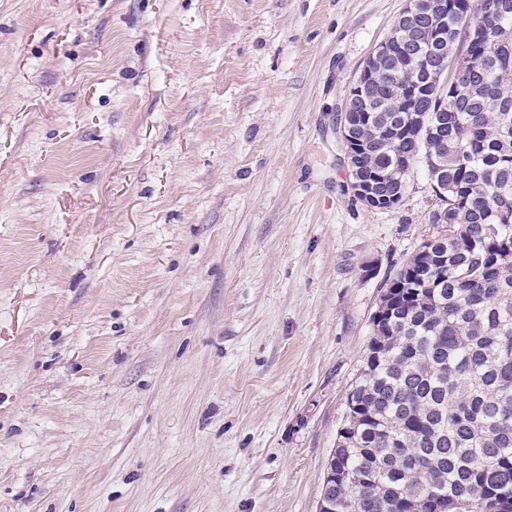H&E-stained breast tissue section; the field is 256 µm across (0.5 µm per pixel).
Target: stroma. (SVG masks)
I'll return each instance as SVG.
<instances>
[{
  "instance_id": "stroma-1",
  "label": "stroma",
  "mask_w": 512,
  "mask_h": 512,
  "mask_svg": "<svg viewBox=\"0 0 512 512\" xmlns=\"http://www.w3.org/2000/svg\"><path fill=\"white\" fill-rule=\"evenodd\" d=\"M405 0H0V512H317L385 281L340 110Z\"/></svg>"
}]
</instances>
